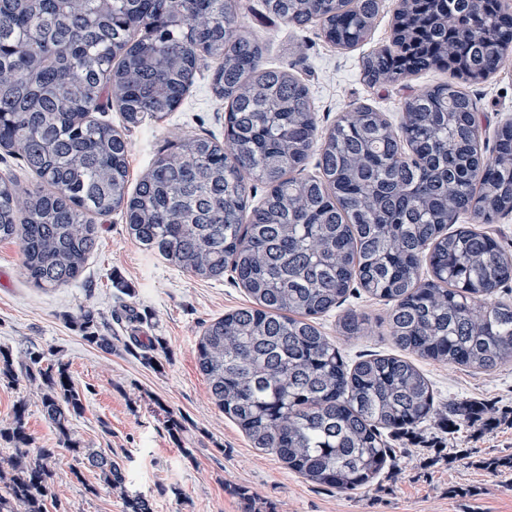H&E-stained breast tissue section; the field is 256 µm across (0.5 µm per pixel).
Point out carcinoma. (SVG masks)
<instances>
[{
  "label": "carcinoma",
  "instance_id": "1",
  "mask_svg": "<svg viewBox=\"0 0 512 512\" xmlns=\"http://www.w3.org/2000/svg\"><path fill=\"white\" fill-rule=\"evenodd\" d=\"M241 0H0V148L36 179L20 197L0 175V241L21 246L28 279L44 290L79 277L98 240L97 220L123 211L146 250L201 279L231 268L253 300L207 325L198 363L216 405L255 448L273 451L307 481L340 492L372 485L393 449L386 437L437 415L412 357L491 372L512 363V253L487 232L512 212V124L493 154L480 146L477 103L453 83L411 95L399 126L368 105L319 135L309 88L238 29ZM380 0H263L269 16L317 24L326 42L366 41ZM392 46L362 56L363 79L398 82L448 70L488 78L512 51V14L499 0H400ZM216 63L224 144L184 139L159 153L134 189L121 131L91 117L117 106L123 125L176 111L199 61ZM318 153L319 174H304ZM265 195L250 203L249 184ZM431 275L423 276V264ZM354 289L389 305L397 354L348 365L320 318ZM84 339L111 346L94 314L76 317ZM339 334L362 336L365 317L339 315ZM25 375L46 388L42 405L60 442L80 453L71 420L84 411L67 366ZM0 378L18 379L0 349ZM25 404L0 438L14 444L0 470V512H46L49 473L29 455ZM484 413L448 404L449 431ZM101 481L119 487L112 458L91 455Z\"/></svg>",
  "mask_w": 512,
  "mask_h": 512
}]
</instances>
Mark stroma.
Returning <instances> with one entry per match:
<instances>
[{
  "label": "stroma",
  "instance_id": "obj_1",
  "mask_svg": "<svg viewBox=\"0 0 512 512\" xmlns=\"http://www.w3.org/2000/svg\"><path fill=\"white\" fill-rule=\"evenodd\" d=\"M399 0H380L365 44L328 45L318 27L298 29L264 18L262 0H242L238 26L266 47V61L292 67L309 88L320 131L342 112L368 104L399 123L410 94L450 80L432 71L402 82L364 81L359 62L369 49L390 45ZM214 64L202 61L181 105L165 120L126 129L129 182L137 184L165 147L191 136L223 138L224 101L212 84ZM480 113L482 142L492 145L499 125L512 121V63L488 79L466 84ZM232 272L201 279L142 248L129 235L122 211L104 221L97 246L79 278L42 290L27 278L21 247L0 241V348L14 362L28 351L43 365L67 364L85 410L71 422L81 447L119 461L123 489L107 487L86 459L61 447L45 418L38 384L0 380V428L13 426L25 404L30 451L54 449L47 512H126L125 499L140 495L151 512H245L237 488L252 493L256 512H512V364L492 372L418 360L434 391L439 416L409 436H393L397 458L374 485L344 493L310 483L275 455L251 446L211 398L199 369L197 346L205 325L251 305ZM365 315L367 335L347 337L336 318L320 320L348 363L369 354H391L385 302L351 293L342 304ZM92 311L105 350L88 343L76 318ZM484 403L495 423L477 421L449 431L439 423L452 402Z\"/></svg>",
  "mask_w": 512,
  "mask_h": 512
}]
</instances>
